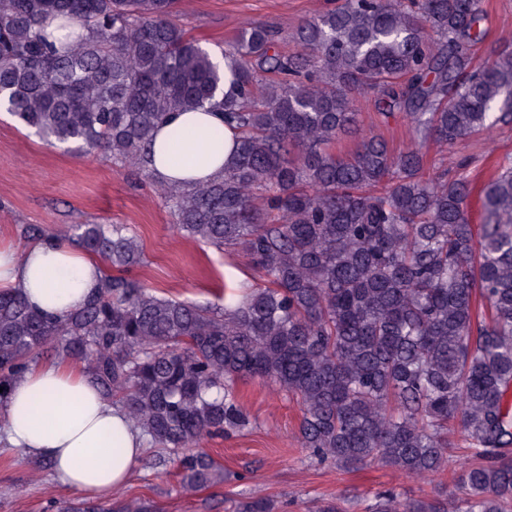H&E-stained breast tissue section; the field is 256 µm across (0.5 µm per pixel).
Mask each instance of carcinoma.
<instances>
[{"mask_svg": "<svg viewBox=\"0 0 512 512\" xmlns=\"http://www.w3.org/2000/svg\"><path fill=\"white\" fill-rule=\"evenodd\" d=\"M181 0H0V107L51 144H74L147 177L154 133L208 108L235 125L224 175L159 183L184 236L242 254L261 283L217 311L159 297L129 278L141 263L122 224H78L106 265L102 288L64 320L0 291V399L40 355L84 364L186 486L224 479L205 436L249 424L234 388L259 378L301 405L309 456L340 468L394 467L426 480L465 447L463 512L512 501V155L453 147L512 126V49L484 62L482 0H341L300 24L297 51L247 21L219 62L188 37ZM86 31L72 46L56 18ZM398 112L395 151L360 129L359 98ZM346 137L355 148L338 149ZM486 169L480 224L469 169ZM54 512H159L149 498L52 502ZM269 497L236 512H276ZM366 512H448L392 490ZM483 147L480 136L475 135L464 139L448 148L447 151L440 152L435 145H428L426 150L427 162L429 165L437 167H450L451 164L463 155H468L476 152L479 148Z\"/></svg>", "mask_w": 512, "mask_h": 512, "instance_id": "carcinoma-1", "label": "carcinoma"}]
</instances>
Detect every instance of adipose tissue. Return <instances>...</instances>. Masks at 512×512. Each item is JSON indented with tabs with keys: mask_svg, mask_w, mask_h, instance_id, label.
I'll return each mask as SVG.
<instances>
[{
	"mask_svg": "<svg viewBox=\"0 0 512 512\" xmlns=\"http://www.w3.org/2000/svg\"><path fill=\"white\" fill-rule=\"evenodd\" d=\"M216 112H181L184 130L172 141L159 130L150 169L157 179L184 186L221 176L233 154L234 133L213 147L208 129ZM100 259L61 239L23 246L0 240V291L21 293L30 306L62 320L82 308L102 284ZM0 446L49 460L57 482L94 500L116 499L143 454L144 438L122 408L97 389L83 367L67 361L29 368L0 404Z\"/></svg>",
	"mask_w": 512,
	"mask_h": 512,
	"instance_id": "obj_1",
	"label": "adipose tissue"
}]
</instances>
